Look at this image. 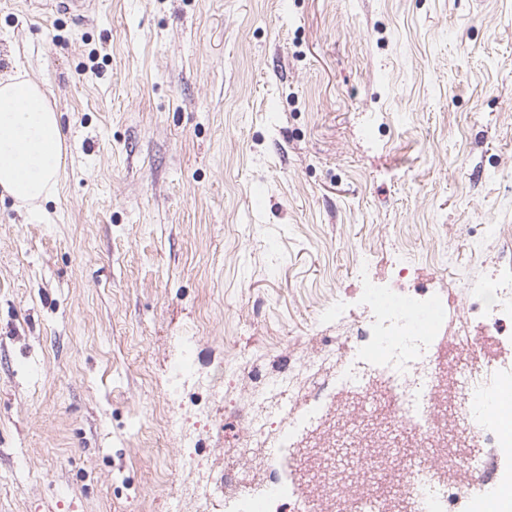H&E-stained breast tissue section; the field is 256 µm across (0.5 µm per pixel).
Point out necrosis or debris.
Wrapping results in <instances>:
<instances>
[{
    "label": "necrosis or debris",
    "instance_id": "necrosis-or-debris-1",
    "mask_svg": "<svg viewBox=\"0 0 512 512\" xmlns=\"http://www.w3.org/2000/svg\"><path fill=\"white\" fill-rule=\"evenodd\" d=\"M365 292L369 310L358 319L356 352L341 357L333 343H326L316 356L304 360L302 368L247 389L248 405L238 416V448L224 463V512H320L323 505L335 502L343 512H382L389 496L422 493L425 480L410 451L404 457V484L386 480L364 493L350 491L341 482H326L321 496L312 497L311 482L295 450L298 434L321 418L332 390H367L370 372L379 370L392 394L390 415L404 434L418 446L442 443L448 426L436 413L435 403L445 398L446 390L429 348L448 343L467 350L476 345L475 331L489 336L512 324V270L495 269L488 281L472 282L464 307L434 290L384 288L371 282ZM428 308L436 311V319L414 327V314ZM300 389L308 392L307 402L296 410L288 408L284 394ZM492 390L512 396V362L482 365L456 376L462 408L457 426L483 448L481 454L461 459L473 471L483 469L487 449L512 446V434L484 419ZM222 428L220 415L184 412L173 435L179 443L178 469L191 476L192 484L170 482L169 496L177 502L191 497L194 512H210L214 498L215 480L201 455L200 438ZM267 443L273 445V453L254 455V448Z\"/></svg>",
    "mask_w": 512,
    "mask_h": 512
}]
</instances>
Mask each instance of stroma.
I'll return each instance as SVG.
<instances>
[{"label":"stroma","mask_w":512,"mask_h":512,"mask_svg":"<svg viewBox=\"0 0 512 512\" xmlns=\"http://www.w3.org/2000/svg\"><path fill=\"white\" fill-rule=\"evenodd\" d=\"M21 62L66 155L38 209L0 191V512H168L181 337L264 381L346 335L362 266L461 298L512 256V0H0ZM385 398L304 456L358 464Z\"/></svg>","instance_id":"35a3bbf8"}]
</instances>
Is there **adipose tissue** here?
<instances>
[{
    "instance_id": "ef3b65f1",
    "label": "adipose tissue",
    "mask_w": 512,
    "mask_h": 512,
    "mask_svg": "<svg viewBox=\"0 0 512 512\" xmlns=\"http://www.w3.org/2000/svg\"><path fill=\"white\" fill-rule=\"evenodd\" d=\"M63 136L59 114L26 71L0 78V190L36 206L57 187Z\"/></svg>"
}]
</instances>
